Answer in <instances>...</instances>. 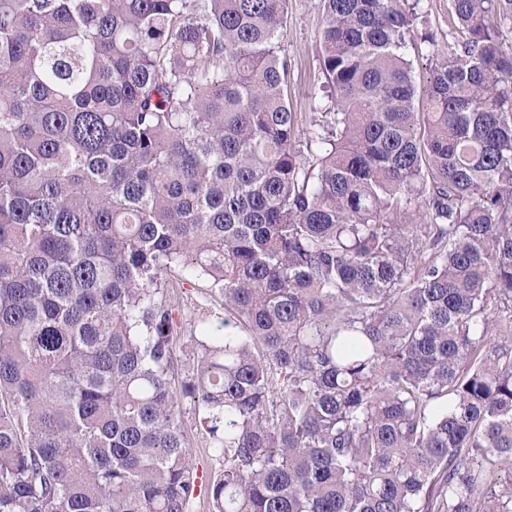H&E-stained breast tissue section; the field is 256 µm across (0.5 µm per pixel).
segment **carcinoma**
Instances as JSON below:
<instances>
[{"instance_id": "1", "label": "carcinoma", "mask_w": 512, "mask_h": 512, "mask_svg": "<svg viewBox=\"0 0 512 512\" xmlns=\"http://www.w3.org/2000/svg\"><path fill=\"white\" fill-rule=\"evenodd\" d=\"M0 0V512H512V0ZM208 278L172 386L160 281ZM322 11L320 0H288L284 48L292 61L288 94L295 112L303 117V135L310 130L309 116L315 110L313 91L324 81L319 65ZM417 13L419 18L414 28L415 42L408 45L407 53L412 60V76L419 95L416 112H427L424 94L432 77L434 61L430 47L420 42V34L433 33L439 43H446L453 28L448 16V0H420ZM181 424L188 441L190 460L197 469L198 476L201 475L203 480L216 477L221 472L224 462L208 447L199 424L197 407L188 399L183 401Z\"/></svg>"}]
</instances>
